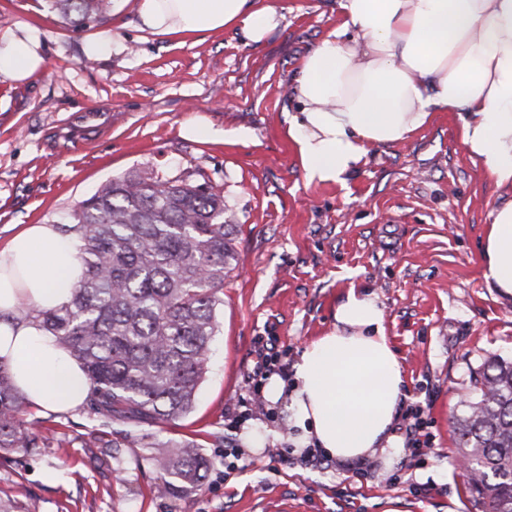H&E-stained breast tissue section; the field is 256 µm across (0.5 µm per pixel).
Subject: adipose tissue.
Here are the masks:
<instances>
[{
    "mask_svg": "<svg viewBox=\"0 0 512 512\" xmlns=\"http://www.w3.org/2000/svg\"><path fill=\"white\" fill-rule=\"evenodd\" d=\"M338 23L301 61L288 117L305 179L335 184L368 147L395 144L455 113L464 148L484 176L512 192V0H338ZM157 35L241 27L252 43L280 24L270 0H138ZM39 30L0 36V76L23 83L43 66ZM483 247L487 287L512 296V200L490 212ZM81 242L53 224H29L0 248V363L29 404L68 412L89 382L26 308L67 305L83 277ZM336 325L309 343L290 380L270 376L264 396L289 397L301 441L340 461L399 454L392 426L403 368L373 295L349 289Z\"/></svg>",
    "mask_w": 512,
    "mask_h": 512,
    "instance_id": "1",
    "label": "adipose tissue"
}]
</instances>
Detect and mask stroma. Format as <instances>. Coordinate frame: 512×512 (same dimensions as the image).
I'll use <instances>...</instances> for the list:
<instances>
[{"label": "stroma", "instance_id": "35a3bbf8", "mask_svg": "<svg viewBox=\"0 0 512 512\" xmlns=\"http://www.w3.org/2000/svg\"><path fill=\"white\" fill-rule=\"evenodd\" d=\"M280 26L262 43L240 29L203 39L143 30L134 0L75 30L47 0H0V35L40 30L43 70L0 76V247L27 224H66L76 204L135 172L191 176L224 191L237 224L221 327L194 411L158 426L116 423L146 447L92 453L103 429L87 408L27 409L49 437L40 454L0 452V499L39 512H473L456 421L488 359L512 360V298L481 275L490 211L512 199L469 159L449 112L408 139L369 147L345 184L307 183L288 136V88L334 28L336 0H272ZM122 52L87 59L92 38ZM204 117L226 140L183 136ZM375 294L403 367L400 409L421 406L423 453L298 464L288 399L262 401L269 374L290 375L303 348L333 329L349 288ZM271 355L257 372L259 354ZM267 442L249 451L246 430ZM194 438L213 462L201 489L153 491L148 444ZM58 473L42 483L43 470Z\"/></svg>", "mask_w": 512, "mask_h": 512}]
</instances>
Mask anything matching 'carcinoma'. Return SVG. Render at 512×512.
<instances>
[{
  "instance_id": "obj_1",
  "label": "carcinoma",
  "mask_w": 512,
  "mask_h": 512,
  "mask_svg": "<svg viewBox=\"0 0 512 512\" xmlns=\"http://www.w3.org/2000/svg\"><path fill=\"white\" fill-rule=\"evenodd\" d=\"M112 0H51L63 23L83 29L107 19ZM224 192L207 182L129 174L79 202L63 234L83 241L84 277L68 305L31 308L82 365L91 412L107 423L162 424L185 418L203 382L234 259L235 225L224 218ZM25 396L0 364V451L47 447L24 419ZM458 448L476 512H512V361L484 365L479 397L457 422ZM104 431L97 448L114 458L140 443ZM161 496L200 488L210 461L193 440L152 447Z\"/></svg>"
}]
</instances>
